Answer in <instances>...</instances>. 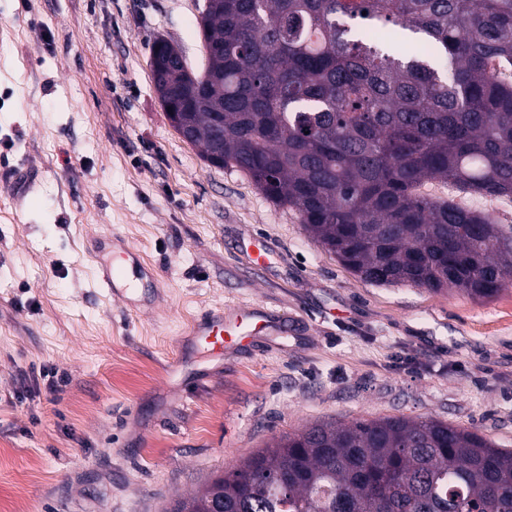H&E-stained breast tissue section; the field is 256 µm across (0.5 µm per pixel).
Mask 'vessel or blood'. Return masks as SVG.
<instances>
[{
  "label": "vessel or blood",
  "instance_id": "1",
  "mask_svg": "<svg viewBox=\"0 0 512 512\" xmlns=\"http://www.w3.org/2000/svg\"><path fill=\"white\" fill-rule=\"evenodd\" d=\"M99 245L109 246L110 255L101 257L96 266L94 285L108 296L133 304V295L149 278L137 251L124 239L113 235L101 237ZM282 317L257 309L226 312L217 308L207 311L191 328L192 344L221 354L244 345L266 330L282 326Z\"/></svg>",
  "mask_w": 512,
  "mask_h": 512
}]
</instances>
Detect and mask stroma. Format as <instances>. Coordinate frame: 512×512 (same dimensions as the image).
<instances>
[{"label": "stroma", "instance_id": "stroma-1", "mask_svg": "<svg viewBox=\"0 0 512 512\" xmlns=\"http://www.w3.org/2000/svg\"><path fill=\"white\" fill-rule=\"evenodd\" d=\"M203 3L0 0V512H165L316 422L432 417L512 448V281L365 282L173 128L151 48L203 72ZM102 233L156 275L149 308L93 292ZM245 306L284 332L194 356L205 311ZM40 368L67 374L56 396Z\"/></svg>", "mask_w": 512, "mask_h": 512}]
</instances>
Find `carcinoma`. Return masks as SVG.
<instances>
[{
    "mask_svg": "<svg viewBox=\"0 0 512 512\" xmlns=\"http://www.w3.org/2000/svg\"><path fill=\"white\" fill-rule=\"evenodd\" d=\"M198 25L204 76L156 93L205 161L366 282L502 291L512 231L420 187L512 195V0H206ZM224 512H512V449L431 418L315 423L225 472Z\"/></svg>",
    "mask_w": 512,
    "mask_h": 512,
    "instance_id": "cac0c4a2",
    "label": "carcinoma"
}]
</instances>
